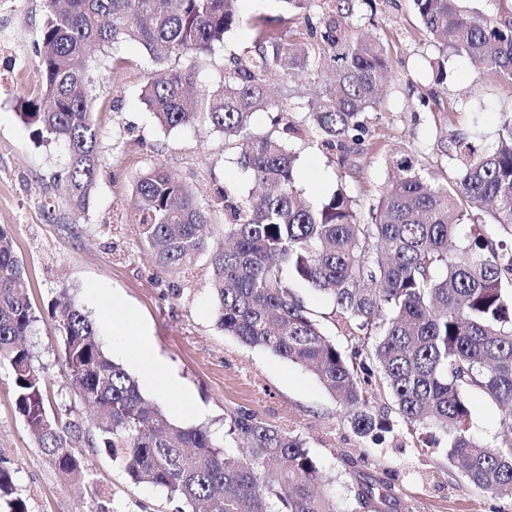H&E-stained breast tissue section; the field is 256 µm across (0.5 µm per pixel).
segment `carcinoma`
I'll list each match as a JSON object with an SVG mask.
<instances>
[{
	"mask_svg": "<svg viewBox=\"0 0 512 512\" xmlns=\"http://www.w3.org/2000/svg\"><path fill=\"white\" fill-rule=\"evenodd\" d=\"M278 0L304 16L302 29L260 30L245 59L232 57L217 85H195L191 68L172 62L200 59L241 25V0H45L36 40L40 92L19 116L39 145L68 146V170L53 176L59 196L84 208L100 167L92 79L79 59L122 41L140 43L154 67L140 100L166 128L208 125L224 134L257 185L238 200L221 193L224 239L210 244L211 223L192 190L155 163L139 172L134 199L146 247L160 268L189 275L201 256L213 269L216 325L224 334L312 371L345 409L361 437L386 433L387 415L373 396L387 391L410 434L435 429L451 437L448 458L477 490L512 489V428L487 446L468 433L464 391L478 388L512 419V111L502 113L496 145L481 151L465 137L449 148L452 175L416 155L390 157L389 178L360 220L356 200L340 186L307 203L296 193L293 138L345 162L367 132L389 72L378 39L353 32L358 2ZM462 0H412L426 32L512 83V18L476 20ZM329 82L298 126L268 82L305 73ZM272 112L271 130L251 127L256 112ZM490 222L463 246L452 245L463 223ZM327 294L328 320L347 341L366 348L347 355L324 334L319 317L289 278ZM38 316L28 296L24 262L0 226V366L8 365L15 409L48 462L63 478L84 476L83 449L118 462L135 484L159 487L188 512H338L335 480L322 476L300 436L269 426L248 412L229 415L228 435L178 427L150 404L137 382L103 350L94 322L72 302L63 304L61 343L80 400L96 409L83 430L55 413L27 336ZM351 512H379L389 486L351 488ZM28 512L16 467L0 451V503Z\"/></svg>",
	"mask_w": 512,
	"mask_h": 512,
	"instance_id": "1",
	"label": "carcinoma"
}]
</instances>
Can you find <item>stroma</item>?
<instances>
[{"instance_id": "obj_1", "label": "stroma", "mask_w": 512, "mask_h": 512, "mask_svg": "<svg viewBox=\"0 0 512 512\" xmlns=\"http://www.w3.org/2000/svg\"><path fill=\"white\" fill-rule=\"evenodd\" d=\"M376 13L359 10L354 31L367 32L387 47L390 73L378 111L369 113L365 143L345 163L295 140L297 193L306 200L331 194L345 184L367 215L388 178L387 159L397 152L418 155L426 165L450 169L444 147L458 136L478 148L494 146L501 115L512 110V83L477 69L467 57L441 53L416 16L411 0H376ZM44 0H0V226L12 234L23 260L29 295L38 316L28 343L34 363L65 418L83 428L93 412L77 398L68 376L57 322L48 308L70 297L98 326L104 350L119 364L128 358L120 337L103 319L102 301L118 297L136 310L149 330L156 354L192 395L142 387L144 397L168 420L184 428L205 426L225 434L224 419L240 410L268 425L303 437L322 471L336 477V499L347 500L348 484L383 481L391 498L382 512H512V495L474 489L451 464L446 436L415 438L402 426L379 441L354 433L339 404L305 368L224 334L214 316L212 269L199 261L186 280L162 271L141 240L133 180L162 164L187 184L202 206L217 189L245 198L253 188L249 171L225 152L224 137L210 127L169 130L139 99L151 61L135 42L118 52H93L86 64L94 79V121L101 167L85 209L60 202L52 177L63 173L64 144L35 145L19 117L21 100L42 83L34 62V41ZM272 29L299 28L303 19L286 16L276 0H243L240 28L204 57L198 81L220 79L229 54L246 55L257 34V18ZM447 78L437 83L438 66ZM436 93L424 108L422 96ZM180 294H172L173 284ZM469 432L491 444L506 425L502 413L476 389L469 390ZM0 450L18 468L17 484L29 512H180L182 505L163 490L129 481L122 467L102 452L87 451L82 481L68 485L43 459L15 410L7 367L0 366Z\"/></svg>"}]
</instances>
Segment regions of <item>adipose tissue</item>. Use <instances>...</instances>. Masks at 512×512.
<instances>
[{"label": "adipose tissue", "instance_id": "adipose-tissue-1", "mask_svg": "<svg viewBox=\"0 0 512 512\" xmlns=\"http://www.w3.org/2000/svg\"><path fill=\"white\" fill-rule=\"evenodd\" d=\"M103 308L112 317L114 335L123 337L128 357L137 366L143 379L164 392L179 391L178 381L153 354L150 334L136 313L114 297L105 299Z\"/></svg>", "mask_w": 512, "mask_h": 512}]
</instances>
